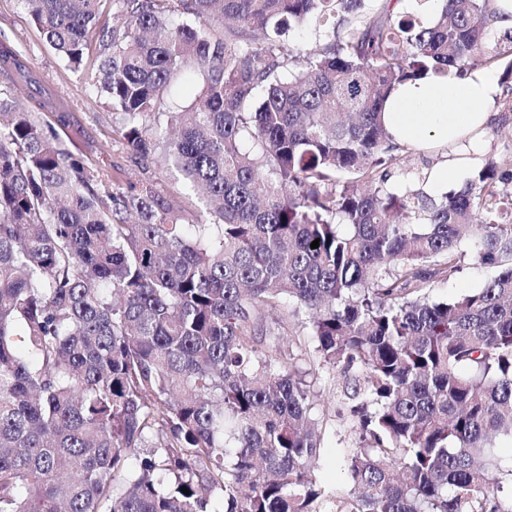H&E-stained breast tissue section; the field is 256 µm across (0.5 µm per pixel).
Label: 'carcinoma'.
<instances>
[{"label": "carcinoma", "mask_w": 512, "mask_h": 512, "mask_svg": "<svg viewBox=\"0 0 512 512\" xmlns=\"http://www.w3.org/2000/svg\"><path fill=\"white\" fill-rule=\"evenodd\" d=\"M21 2L69 67L96 54L121 138L206 212L114 191L0 91V512H512L491 452L512 438V174L397 192L381 119L430 71L506 57L512 79V35L489 36L508 0L428 20L397 0ZM340 12L314 52L284 43ZM463 240L496 275L429 301ZM301 314L358 433L345 496L310 472L316 394L279 332Z\"/></svg>", "instance_id": "obj_1"}]
</instances>
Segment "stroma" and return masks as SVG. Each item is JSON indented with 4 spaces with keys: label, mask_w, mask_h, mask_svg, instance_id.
I'll list each match as a JSON object with an SVG mask.
<instances>
[{
    "label": "stroma",
    "mask_w": 512,
    "mask_h": 512,
    "mask_svg": "<svg viewBox=\"0 0 512 512\" xmlns=\"http://www.w3.org/2000/svg\"><path fill=\"white\" fill-rule=\"evenodd\" d=\"M0 41L8 42L30 67L31 84L13 82L0 72V89L11 91L18 102H26L30 90L45 92L49 112H64L66 127L60 135L64 146L85 157L95 167L106 170L114 179V189H125L140 179H151L156 188L179 208L186 221H195L204 205L185 188L176 172L161 162L140 158L119 137L115 129L120 122L105 97L100 96L89 79L88 69L73 70L66 66L58 52L44 39L29 20L20 0H0ZM493 114L491 126L483 137L481 152L460 173L457 182L465 184L487 161H495L501 172L512 170V112L505 111L502 99L489 106ZM497 272L496 267L480 263L472 252H465L461 270L446 281L434 282L431 300H446L482 288ZM300 328L297 321L285 324L283 345L298 355V366L307 371L308 380L318 394L314 412L322 424V450L314 474L327 489H348L349 481L343 467L347 448L353 447L356 436L351 429L345 406L336 400L334 382L327 371L311 372L307 360L301 359Z\"/></svg>",
    "instance_id": "obj_1"
}]
</instances>
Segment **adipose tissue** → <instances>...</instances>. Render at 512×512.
<instances>
[{
  "label": "adipose tissue",
  "instance_id": "1",
  "mask_svg": "<svg viewBox=\"0 0 512 512\" xmlns=\"http://www.w3.org/2000/svg\"><path fill=\"white\" fill-rule=\"evenodd\" d=\"M500 93L493 74L475 69L465 76L427 73L397 87L383 112L393 142L426 150L452 148L451 163L432 170L429 181L437 188L451 183L469 154L480 147V138L492 115L486 107Z\"/></svg>",
  "mask_w": 512,
  "mask_h": 512
}]
</instances>
